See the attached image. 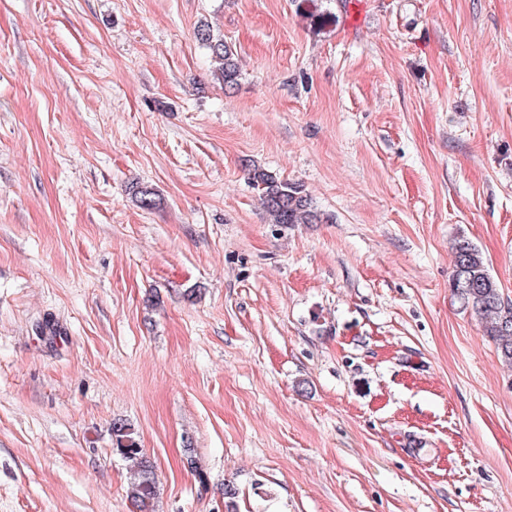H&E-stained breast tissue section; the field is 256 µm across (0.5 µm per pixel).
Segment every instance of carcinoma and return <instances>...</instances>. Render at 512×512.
I'll return each instance as SVG.
<instances>
[{
    "mask_svg": "<svg viewBox=\"0 0 512 512\" xmlns=\"http://www.w3.org/2000/svg\"><path fill=\"white\" fill-rule=\"evenodd\" d=\"M195 37L209 50L224 87L236 86L240 76L236 50L205 23L197 26ZM251 183L274 223L293 225L323 221L303 185L282 179L259 166L252 169ZM132 196L143 210H153L158 205V195L148 186H133ZM454 249L449 288L462 308L478 316L484 335L495 342L502 361L512 366V301L504 298L499 282L490 273L488 262L477 245L462 236L455 242ZM112 440L121 455L135 461L128 486L132 512H153L158 495L153 464L143 456L131 426L124 421L112 422Z\"/></svg>",
    "mask_w": 512,
    "mask_h": 512,
    "instance_id": "obj_1",
    "label": "carcinoma"
}]
</instances>
